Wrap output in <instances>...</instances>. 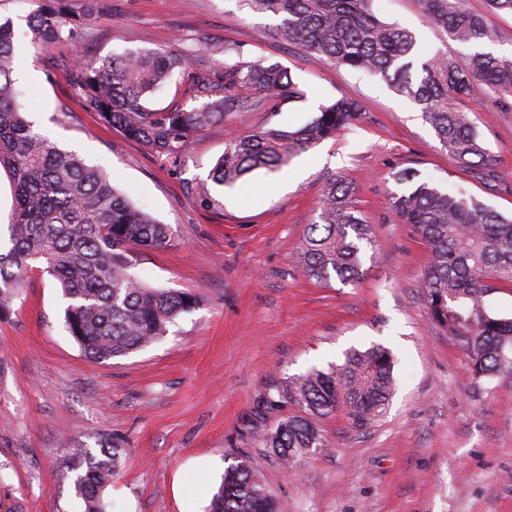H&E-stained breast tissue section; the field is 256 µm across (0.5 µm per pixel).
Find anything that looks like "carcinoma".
I'll use <instances>...</instances> for the list:
<instances>
[{
  "label": "carcinoma",
  "mask_w": 512,
  "mask_h": 512,
  "mask_svg": "<svg viewBox=\"0 0 512 512\" xmlns=\"http://www.w3.org/2000/svg\"><path fill=\"white\" fill-rule=\"evenodd\" d=\"M255 12L281 17L278 32L290 45L324 56L336 66L378 75L409 98L433 128L440 145L480 179L494 177L497 160L485 147L475 122L449 99L477 98L492 91L512 98V57L476 51L464 66L446 52L415 63L417 41L398 24L380 20L372 0H244ZM426 21L461 44L493 42L489 20L461 0H418ZM97 0H82L66 27L67 0H41L27 25L37 46L74 36ZM13 21H0V169L11 184L12 210L0 251V317L38 269L50 276L64 300V326L84 354L105 361L127 356L160 340L169 323L193 310L191 292L156 288L135 273L134 255L170 244L172 227L136 207L101 167L60 149L34 129L12 78ZM188 64L180 50L144 49L78 64L72 83L83 108L147 147L156 157L175 158L190 137L232 115L260 106L271 112L303 96L288 70L277 63L236 62L191 76L207 101L192 112L157 111L149 97ZM358 117L357 103L341 97L320 107L303 128H276L231 135L212 179L232 186L260 171L274 172L299 150L331 138ZM407 185L391 194V206L427 249L421 282L432 320L464 351L475 377L490 378L512 368V317L488 308L486 297L500 283L512 284V218L474 199L450 193L404 171ZM373 240L351 187L327 176L318 221L309 225L300 254L304 276L354 283L364 275V254ZM394 356L373 346L349 353L328 371L312 369L288 377L264 396L263 408L287 400L302 411L264 435L265 447L290 465L323 446L317 421L343 408L359 424L381 417L394 385ZM116 448H76L69 458L74 493L85 512H106L103 493L112 485ZM206 512H282V505L256 479V466L242 460L224 471Z\"/></svg>",
  "instance_id": "carcinoma-1"
}]
</instances>
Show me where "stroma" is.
Segmentation results:
<instances>
[{
	"label": "stroma",
	"instance_id": "35a3bbf8",
	"mask_svg": "<svg viewBox=\"0 0 512 512\" xmlns=\"http://www.w3.org/2000/svg\"><path fill=\"white\" fill-rule=\"evenodd\" d=\"M37 7L0 0V18L18 35L15 65L29 71L15 80L28 119L171 225L172 245L139 250L135 272L151 286L196 294L198 305L159 341L96 362L65 331L54 281L28 274L0 319V512H84L66 475L79 443L121 450L105 492L112 512H205L225 468L247 458L285 512H512V372L476 379L432 321L420 288L426 248L390 204L395 174L411 168L512 217V103L492 94L454 103L497 159L495 178L482 181L380 76L287 45L278 17L243 0H98L74 40L42 49L24 35ZM372 9L458 64L472 52L427 23L418 0H373ZM190 45L187 73L174 74L150 108H199L190 74L239 60L281 64L304 96L274 114L226 118L172 162L85 111L70 82L81 61ZM342 96L359 103V120L296 155L288 169L300 179L279 171L231 189L213 183L229 130L294 131ZM329 172L351 185L375 240L355 285L308 280L297 265ZM374 345L395 357L394 393L380 418L361 425L342 409L320 418L322 448L290 467L260 435L298 414L296 405L267 410L259 435L248 436L275 385Z\"/></svg>",
	"mask_w": 512,
	"mask_h": 512
}]
</instances>
